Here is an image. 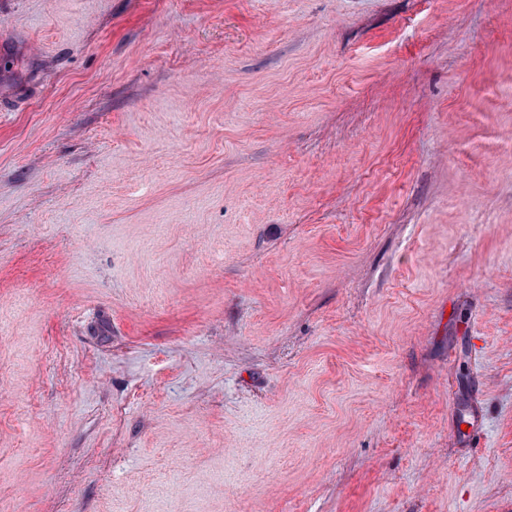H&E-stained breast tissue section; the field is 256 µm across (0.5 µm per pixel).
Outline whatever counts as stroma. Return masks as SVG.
<instances>
[{"label": "stroma", "instance_id": "stroma-1", "mask_svg": "<svg viewBox=\"0 0 512 512\" xmlns=\"http://www.w3.org/2000/svg\"><path fill=\"white\" fill-rule=\"evenodd\" d=\"M510 95L512 0H0V512H512Z\"/></svg>", "mask_w": 512, "mask_h": 512}]
</instances>
